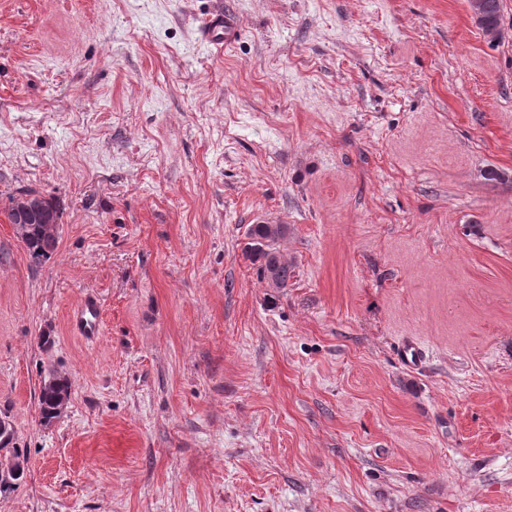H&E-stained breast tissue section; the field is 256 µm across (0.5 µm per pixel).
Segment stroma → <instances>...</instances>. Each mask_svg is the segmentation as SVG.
<instances>
[{"label": "stroma", "instance_id": "1", "mask_svg": "<svg viewBox=\"0 0 512 512\" xmlns=\"http://www.w3.org/2000/svg\"><path fill=\"white\" fill-rule=\"evenodd\" d=\"M4 416L0 512H512V40L468 0H0ZM488 4V0H470L471 17L484 37L490 41H500L506 37V34L501 25H492L486 22L485 16L489 8ZM204 34L212 42L227 41L234 37L235 30L225 14L216 11L204 23ZM17 224L20 237L24 236V229L30 225L22 241L33 259L47 258L56 249L57 238L47 237L39 222L47 221L45 198L41 195H30L23 198L15 206ZM279 226V231H278ZM285 232V227L281 224H254L251 226L248 236L249 242L246 246L247 257L253 264L257 265V275L261 280L268 283L269 280V264L268 256L273 262L277 264L283 261V258L274 252L276 250L275 243ZM100 304L86 299L75 311L73 323L81 336H95L99 332ZM69 388L70 385L66 379L60 380L51 377L44 381L38 399L44 423H51L58 416V401L68 395ZM7 423V428L3 426L2 429V419L0 420V450L4 449H10L12 452V457L21 460L25 462V454L23 451H21L20 448H8L12 442H13V428H11V425L8 421L3 420ZM12 449V450H11ZM22 458V459H21ZM16 459H12L11 463L7 467L0 466V475L1 478L4 476L7 477L8 474H14L17 473L18 470L21 469L23 466V463L20 462V465L18 464ZM25 468H22L17 475H10L7 478L0 479V493H7L16 488L18 485V481H21L24 477Z\"/></svg>", "mask_w": 512, "mask_h": 512}]
</instances>
